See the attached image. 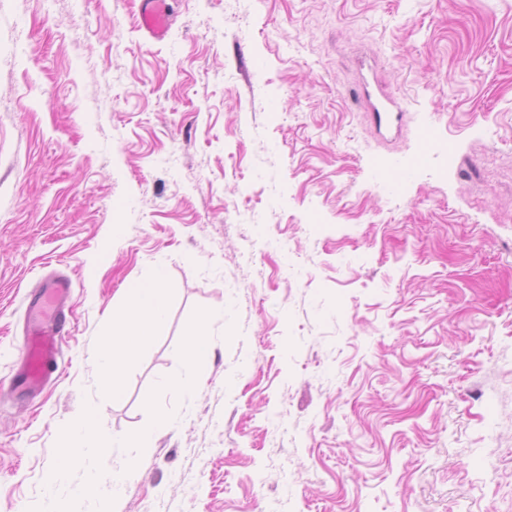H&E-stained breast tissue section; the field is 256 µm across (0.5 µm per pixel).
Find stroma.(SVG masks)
Returning <instances> with one entry per match:
<instances>
[{"mask_svg":"<svg viewBox=\"0 0 512 512\" xmlns=\"http://www.w3.org/2000/svg\"><path fill=\"white\" fill-rule=\"evenodd\" d=\"M170 8L153 43L134 0H0V383L26 293L74 288L57 383L0 391V512H97L83 468L45 481L90 408L105 494L174 418L119 512H512V0ZM159 269L112 402L103 340ZM404 114L398 105L392 101L379 103L372 112L373 120L379 130L382 128H397L402 123ZM210 318V313H203L199 324L186 336L188 353L181 357L182 370L167 381L169 386L179 392L194 391L206 375V369L199 363L198 356L203 355L208 349L209 336L205 324ZM173 424V419L168 415H159L154 418L150 426L141 431L132 444L125 445L126 448H134L135 456L142 457L150 454L153 450L152 444L154 436L157 432L170 427Z\"/></svg>","mask_w":512,"mask_h":512,"instance_id":"obj_1","label":"stroma"}]
</instances>
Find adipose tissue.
<instances>
[{
    "instance_id": "ef3b65f1",
    "label": "adipose tissue",
    "mask_w": 512,
    "mask_h": 512,
    "mask_svg": "<svg viewBox=\"0 0 512 512\" xmlns=\"http://www.w3.org/2000/svg\"><path fill=\"white\" fill-rule=\"evenodd\" d=\"M126 311L112 328L111 336L105 337L99 365L106 376V391L109 397L118 400L123 396V362L147 346L157 335L167 317V298L159 280L140 283L129 288L125 294ZM210 313H203L199 324L186 338L187 352L182 355V370L171 377L169 386L189 393L196 389L206 375V369L198 358L208 349L206 324ZM117 442L102 430L77 423L70 431L60 454L63 461L49 476V483H56L65 476L66 467L80 463L88 467L85 483L77 490L78 496L99 498L98 484L91 467L96 457L111 452Z\"/></svg>"
}]
</instances>
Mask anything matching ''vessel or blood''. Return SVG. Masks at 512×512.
<instances>
[{
    "mask_svg": "<svg viewBox=\"0 0 512 512\" xmlns=\"http://www.w3.org/2000/svg\"><path fill=\"white\" fill-rule=\"evenodd\" d=\"M137 19L139 29L155 42L166 39L173 23L167 0H139ZM403 119L404 114L395 102H383L374 108L377 128L399 126ZM71 290V279L57 273L42 278L38 287L27 294L23 346L8 382L12 395L35 399L58 377L63 351L71 336Z\"/></svg>",
    "mask_w": 512,
    "mask_h": 512,
    "instance_id": "obj_1",
    "label": "vessel or blood"
}]
</instances>
